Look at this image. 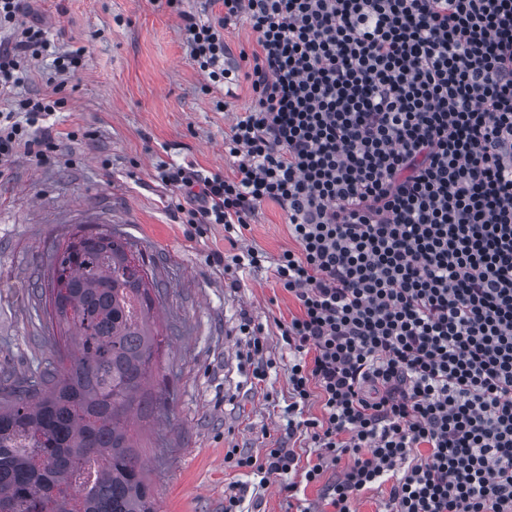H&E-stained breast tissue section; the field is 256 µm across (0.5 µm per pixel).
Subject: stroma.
<instances>
[{
    "mask_svg": "<svg viewBox=\"0 0 512 512\" xmlns=\"http://www.w3.org/2000/svg\"><path fill=\"white\" fill-rule=\"evenodd\" d=\"M32 9L53 44L85 47L86 57L53 126L56 157H18L0 178V385L34 375L50 355L31 294L46 249L80 229L115 230L138 242L167 290L154 325L165 336L158 380L168 402L130 420L158 512H224L233 486L244 490L245 512H285L283 486L260 485L224 456L236 448L260 457L280 443L310 453L308 439L288 434L289 354L276 326L299 304L270 272H227L213 261L237 249L274 258L295 248L285 214L264 203L233 245L223 225L199 235L181 223L157 177L162 164L231 175L224 133L252 102L249 82L217 109L223 90L204 91L181 20L160 0H33ZM246 314L267 338V377L255 386L242 361Z\"/></svg>",
    "mask_w": 512,
    "mask_h": 512,
    "instance_id": "35a3bbf8",
    "label": "stroma"
}]
</instances>
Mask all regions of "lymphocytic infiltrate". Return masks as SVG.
Returning <instances> with one entry per match:
<instances>
[{
  "instance_id": "obj_1",
  "label": "lymphocytic infiltrate",
  "mask_w": 512,
  "mask_h": 512,
  "mask_svg": "<svg viewBox=\"0 0 512 512\" xmlns=\"http://www.w3.org/2000/svg\"><path fill=\"white\" fill-rule=\"evenodd\" d=\"M178 12L208 88L224 39L256 37L253 99L224 134L233 174L165 168L186 224L242 239L268 201L295 248L272 275L299 303L279 323L291 354L289 434L317 450H231L262 484L306 483L345 462L320 512H512V0H220ZM30 0H0V176L17 153L50 160L63 98H18L50 51ZM321 416L306 415L312 397Z\"/></svg>"
}]
</instances>
